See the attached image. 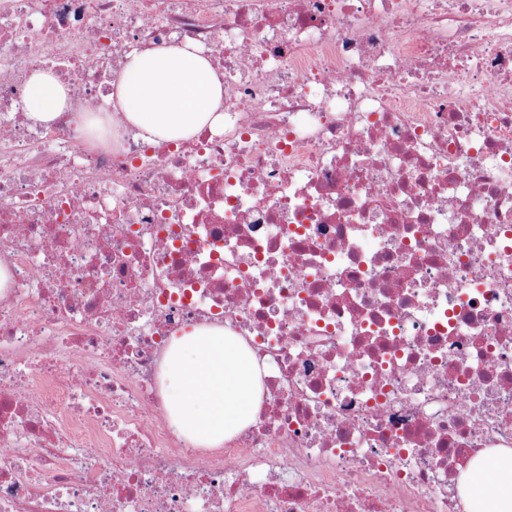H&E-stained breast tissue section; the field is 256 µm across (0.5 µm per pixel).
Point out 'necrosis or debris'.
I'll return each mask as SVG.
<instances>
[{
	"mask_svg": "<svg viewBox=\"0 0 512 512\" xmlns=\"http://www.w3.org/2000/svg\"><path fill=\"white\" fill-rule=\"evenodd\" d=\"M185 42L223 126L91 137ZM0 269V512H465L512 448V0H0ZM211 327L261 395L206 459L161 371ZM68 104V89L59 77L50 70L34 68L25 97V109L31 123L40 126L54 122Z\"/></svg>",
	"mask_w": 512,
	"mask_h": 512,
	"instance_id": "1",
	"label": "necrosis or debris"
}]
</instances>
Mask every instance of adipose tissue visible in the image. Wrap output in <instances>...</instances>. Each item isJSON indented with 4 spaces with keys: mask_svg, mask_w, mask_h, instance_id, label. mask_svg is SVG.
Masks as SVG:
<instances>
[{
    "mask_svg": "<svg viewBox=\"0 0 512 512\" xmlns=\"http://www.w3.org/2000/svg\"><path fill=\"white\" fill-rule=\"evenodd\" d=\"M224 84L212 60L190 43L130 52L105 96L124 127L149 143L186 141L220 124ZM68 89L48 70L33 69L25 109L32 124L54 122ZM163 377L175 430L200 448H220L254 419L259 369L223 329H193L173 340ZM467 512H512V449L471 465L464 482Z\"/></svg>",
    "mask_w": 512,
    "mask_h": 512,
    "instance_id": "1",
    "label": "adipose tissue"
}]
</instances>
